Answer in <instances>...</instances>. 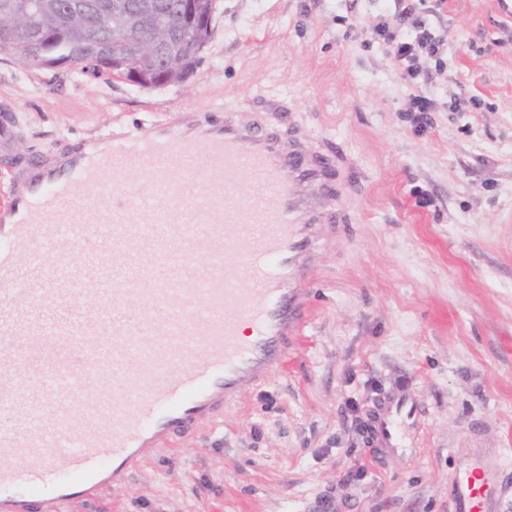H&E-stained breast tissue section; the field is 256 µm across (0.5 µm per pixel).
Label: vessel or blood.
<instances>
[{
	"mask_svg": "<svg viewBox=\"0 0 512 512\" xmlns=\"http://www.w3.org/2000/svg\"><path fill=\"white\" fill-rule=\"evenodd\" d=\"M278 141L264 120L244 127L229 114L209 127L166 126L113 140L66 177L38 178L8 198L0 502L66 501L119 483L148 449L220 419L275 374L307 317L298 283L318 237L307 199L332 181L305 140ZM131 172L141 183L122 190ZM247 181L260 196L229 204ZM49 251L82 260L52 269ZM108 371L116 396L86 397L88 378ZM420 423L409 396L388 394L370 409L368 438L385 455H410ZM495 479L478 463L461 472L450 488L455 512H492Z\"/></svg>",
	"mask_w": 512,
	"mask_h": 512,
	"instance_id": "obj_1",
	"label": "vessel or blood"
}]
</instances>
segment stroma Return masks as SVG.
<instances>
[{
  "label": "stroma",
  "instance_id": "stroma-1",
  "mask_svg": "<svg viewBox=\"0 0 512 512\" xmlns=\"http://www.w3.org/2000/svg\"><path fill=\"white\" fill-rule=\"evenodd\" d=\"M426 3L447 69L420 132L364 27L378 0H219L195 74L158 89L0 51V198L87 144L228 112L337 172L309 199L310 313L276 374L122 485L25 512H454L458 472L512 451V0ZM396 390L421 410L411 459L365 434Z\"/></svg>",
  "mask_w": 512,
  "mask_h": 512
}]
</instances>
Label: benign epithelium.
<instances>
[{
  "instance_id": "obj_1",
  "label": "benign epithelium",
  "mask_w": 512,
  "mask_h": 512,
  "mask_svg": "<svg viewBox=\"0 0 512 512\" xmlns=\"http://www.w3.org/2000/svg\"><path fill=\"white\" fill-rule=\"evenodd\" d=\"M160 7L161 4L156 0H144L135 5L128 13L124 33L113 37L110 46H82L71 50L61 44L55 50L31 33L19 41L20 47L15 51V55L26 61L35 55L42 57L56 51L59 54L58 64L85 74L119 72L126 80L144 89L178 84L184 74L186 63L201 54L210 41L217 0H210L206 9L201 8L200 0H179L176 5L179 30L175 37L160 45L145 43L139 47L138 52H133L132 36L138 19L143 13ZM186 39L194 44L196 53H184L182 47ZM139 56L154 60L157 65L152 68L144 67L137 62Z\"/></svg>"
}]
</instances>
